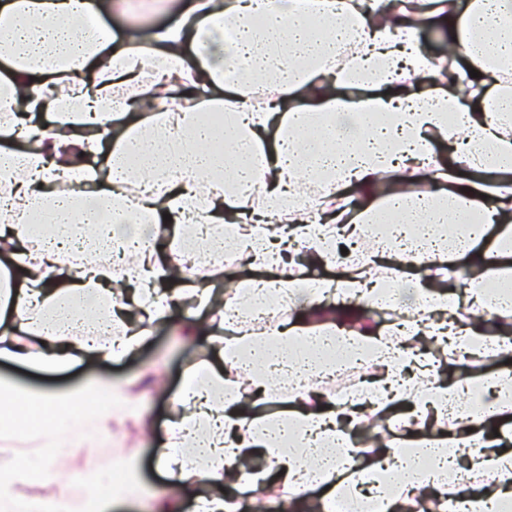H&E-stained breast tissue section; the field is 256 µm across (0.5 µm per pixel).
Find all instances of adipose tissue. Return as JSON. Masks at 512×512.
Segmentation results:
<instances>
[{"label":"adipose tissue","mask_w":512,"mask_h":512,"mask_svg":"<svg viewBox=\"0 0 512 512\" xmlns=\"http://www.w3.org/2000/svg\"><path fill=\"white\" fill-rule=\"evenodd\" d=\"M389 3L385 24L365 0H194L119 44L95 0H0V358L55 373L134 353L177 309L223 318L216 276L251 308L276 297L299 312L211 337L207 357L185 365L158 462L172 487L205 484L198 512H232L245 489L273 484L293 510L323 488L380 512L450 493L512 512V370H481L512 354V26L500 22L512 0ZM434 24L451 34L447 58L418 43ZM257 86L269 90L260 106L247 96ZM212 108L222 128L199 121ZM61 168L75 181L59 183ZM420 172L431 188L416 197L406 185ZM201 215L208 229H195ZM164 223L166 255L142 250ZM228 246L243 266L225 269ZM460 256L469 272L457 280L448 265ZM316 266L342 274L302 284ZM392 266L415 275L394 299ZM388 303L422 317L384 335L334 317ZM425 336L459 344L468 375L443 380ZM327 347L349 351L386 401L330 398L317 383ZM301 380L292 407L268 414ZM9 392L0 426L30 437L34 454L0 448V512H44L22 485L62 450L108 440L134 407L104 378ZM468 402L474 412L460 414ZM387 417L402 440L382 439L374 461L349 457L348 434ZM257 455L264 469L247 470ZM147 493L131 460L86 509L116 512Z\"/></svg>","instance_id":"ef3b65f1"}]
</instances>
